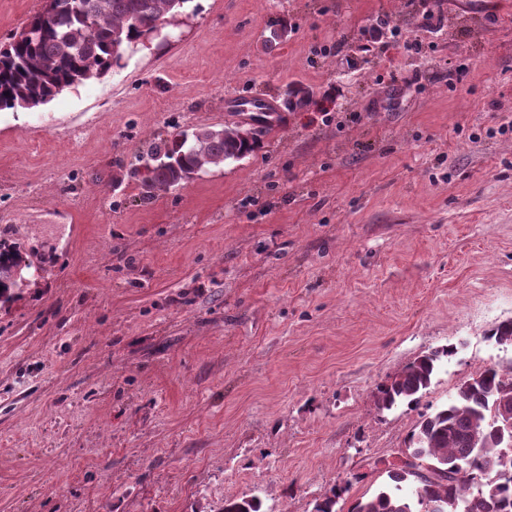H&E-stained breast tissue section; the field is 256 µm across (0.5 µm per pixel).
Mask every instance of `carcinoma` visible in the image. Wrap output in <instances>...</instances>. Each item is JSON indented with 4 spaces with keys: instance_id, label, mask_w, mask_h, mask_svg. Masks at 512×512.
Returning <instances> with one entry per match:
<instances>
[{
    "instance_id": "cac0c4a2",
    "label": "carcinoma",
    "mask_w": 512,
    "mask_h": 512,
    "mask_svg": "<svg viewBox=\"0 0 512 512\" xmlns=\"http://www.w3.org/2000/svg\"><path fill=\"white\" fill-rule=\"evenodd\" d=\"M191 0H53L26 23L35 38L0 43V110L48 103L62 90L98 79L120 65L124 53L164 29ZM237 123L197 126L151 144L143 165L133 169L147 195L176 189L193 173L240 161L261 145L239 135ZM22 263L0 252V290L13 284ZM446 347L407 364L374 395L378 410L412 405L431 385ZM512 410V375L490 366L457 388L446 405L423 413L404 448L405 461L386 464L388 483L357 502L353 512H512V447L494 429L502 408ZM217 512H265L257 495L224 500Z\"/></svg>"
}]
</instances>
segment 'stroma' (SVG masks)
<instances>
[{
  "label": "stroma",
  "instance_id": "obj_1",
  "mask_svg": "<svg viewBox=\"0 0 512 512\" xmlns=\"http://www.w3.org/2000/svg\"><path fill=\"white\" fill-rule=\"evenodd\" d=\"M193 4L0 111V245L40 269L0 302V512H312L332 489L350 512L422 412L512 368L488 337L512 318V0ZM298 85L252 156L150 199L131 178L158 136ZM445 346L417 407L377 410ZM217 512H267L263 510V501L257 495H244L225 499Z\"/></svg>",
  "mask_w": 512,
  "mask_h": 512
}]
</instances>
